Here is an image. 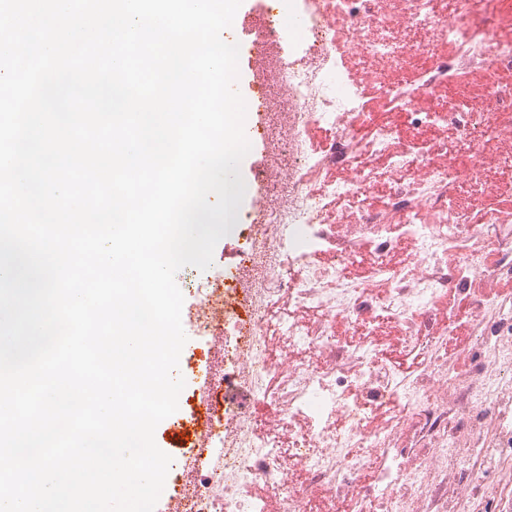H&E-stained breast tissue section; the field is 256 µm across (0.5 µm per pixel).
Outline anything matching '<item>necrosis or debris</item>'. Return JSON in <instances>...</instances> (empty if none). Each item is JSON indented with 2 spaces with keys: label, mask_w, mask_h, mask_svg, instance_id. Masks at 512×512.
<instances>
[{
  "label": "necrosis or debris",
  "mask_w": 512,
  "mask_h": 512,
  "mask_svg": "<svg viewBox=\"0 0 512 512\" xmlns=\"http://www.w3.org/2000/svg\"><path fill=\"white\" fill-rule=\"evenodd\" d=\"M395 14L379 0H296L299 40L288 56L270 21L258 27L272 58L271 78L287 99L273 115L270 156L259 177L268 203L230 232L244 242L232 269L191 270L186 287H212L193 326L218 346L224 369L210 368L224 392L223 412L199 423L170 498L172 512H308L307 490L336 501L356 500L360 512H473L484 485H512V307L498 308L487 291L474 316L498 308L472 343L483 355L458 372L424 336L441 292L484 276L479 256L512 245V225L486 212L469 224L456 205L467 184L512 178V155L487 166L493 142L512 138V86L489 84L477 99L433 105L441 87L462 73L512 70V41L492 36L489 15L512 10L507 0H401ZM454 43L449 55L439 48ZM432 58L415 85L398 78L409 56ZM386 64L390 79L358 69ZM432 132L453 127L446 143L402 141L396 126L374 119L367 84ZM331 139L315 149L309 132ZM445 164L432 167L433 152ZM466 155L470 163L453 162ZM397 173L385 208L368 198L378 182L377 158ZM357 201L360 217L337 229L332 202ZM400 223L417 244L416 269L405 275L387 261L388 235ZM462 244L456 266L448 249ZM368 255L371 283L346 282L344 272ZM364 333L342 341L337 321ZM402 324L426 360L415 379L400 381L369 333L381 321ZM276 416L268 423L257 413ZM413 432L419 447L394 442Z\"/></svg>",
  "instance_id": "necrosis-or-debris-1"
}]
</instances>
